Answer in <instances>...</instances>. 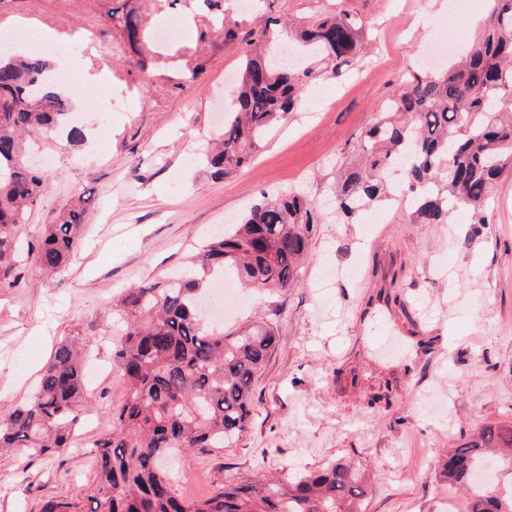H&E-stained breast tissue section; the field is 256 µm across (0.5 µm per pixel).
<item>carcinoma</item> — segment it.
<instances>
[{
    "mask_svg": "<svg viewBox=\"0 0 512 512\" xmlns=\"http://www.w3.org/2000/svg\"><path fill=\"white\" fill-rule=\"evenodd\" d=\"M123 31L140 41L134 12ZM287 36L301 56L276 65L264 47ZM250 51L239 72L233 111L206 152L210 177L222 179L248 165L277 122L298 108L321 74L342 77L365 49L362 29L347 9L324 13L291 29L271 20L248 34ZM54 70L44 53L0 56V284L18 279L21 237L47 188L48 174L29 161L28 140L52 144L67 131L78 143L72 95L48 90ZM361 156L336 175V214L350 221L389 197L392 171L403 167L417 224H446L450 209L476 216L474 233L490 229L486 209L500 179L512 173V0H488V12L468 52L439 71H411L400 91L380 106L360 134ZM85 207L78 203L44 225L36 247L41 270L56 274L76 250ZM321 217L296 189L261 193L235 223L224 225L185 271L125 291L112 307L117 328L112 367L126 395L110 410L112 428L94 440L96 480L86 512H364L368 491L360 469L332 463L315 471L270 479L260 473L213 486L201 500L177 492L164 467L175 448L206 451L247 432L253 385L277 343L272 323L260 318L231 331L202 311L209 276L240 279L257 293L297 286ZM88 336H68L55 348L28 399L0 416V448L23 446L59 456L83 421L87 380L84 359L95 347ZM448 485L462 491L469 512H512V482L489 486L483 470L512 477V422L473 432L446 451L440 464ZM68 499H49L42 512H79Z\"/></svg>",
    "mask_w": 512,
    "mask_h": 512,
    "instance_id": "cac0c4a2",
    "label": "carcinoma"
}]
</instances>
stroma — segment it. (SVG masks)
Wrapping results in <instances>:
<instances>
[{"label": "stroma", "instance_id": "stroma-1", "mask_svg": "<svg viewBox=\"0 0 512 512\" xmlns=\"http://www.w3.org/2000/svg\"><path fill=\"white\" fill-rule=\"evenodd\" d=\"M452 0H266L272 19L305 23L336 4L363 24L366 49L339 81L306 89L245 169L212 179L203 161L222 129L253 13L225 0L216 17L202 0H0V23L31 21L61 38L56 67L88 59L107 81L85 83L76 146L40 147L50 182L27 226L79 200L87 218L73 262L45 276L23 256L20 279L0 288V415L29 396L58 342L103 335L127 288L164 278L261 191L294 186L327 204L338 162H353L377 108L419 66L424 45L454 34ZM134 10L141 39L119 19ZM183 34L158 42L165 24ZM238 26L225 40L223 23ZM382 223L319 225L300 286L257 297L240 290L225 323L272 313L278 344L253 390L250 429L230 447L174 455L176 489L205 497L215 483L315 470L333 461L366 469L365 512H468L438 474L445 449L486 425L512 420V175L487 210L488 233L471 214L416 224L396 200ZM393 336L378 352L377 333ZM88 410L65 454H0V512H40L51 498L86 505L95 482L90 446L124 398L102 345Z\"/></svg>", "mask_w": 512, "mask_h": 512}]
</instances>
